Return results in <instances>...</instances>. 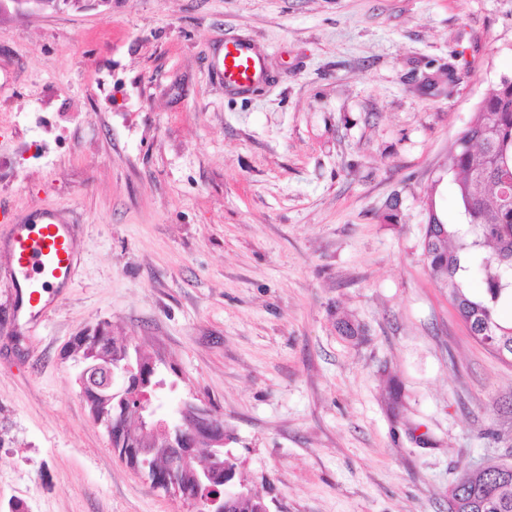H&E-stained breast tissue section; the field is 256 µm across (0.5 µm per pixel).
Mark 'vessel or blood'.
<instances>
[{
	"label": "vessel or blood",
	"instance_id": "b4317fda",
	"mask_svg": "<svg viewBox=\"0 0 512 512\" xmlns=\"http://www.w3.org/2000/svg\"><path fill=\"white\" fill-rule=\"evenodd\" d=\"M223 77L225 87L237 93L253 91L265 82V61L250 41L225 43ZM0 223L11 227L4 247L16 312L27 321H41L74 285L78 261L74 228L52 211L19 221L1 207Z\"/></svg>",
	"mask_w": 512,
	"mask_h": 512
}]
</instances>
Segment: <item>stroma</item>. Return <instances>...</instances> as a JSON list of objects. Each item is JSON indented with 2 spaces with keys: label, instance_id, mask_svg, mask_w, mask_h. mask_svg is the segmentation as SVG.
<instances>
[{
  "label": "stroma",
  "instance_id": "stroma-1",
  "mask_svg": "<svg viewBox=\"0 0 512 512\" xmlns=\"http://www.w3.org/2000/svg\"><path fill=\"white\" fill-rule=\"evenodd\" d=\"M235 38L265 59L251 95L224 87ZM503 75L512 0L0 14V205L55 209L81 253L30 324L0 253V512H186L79 394L64 350L100 324L152 357L167 402L222 415L272 512H448L463 467L512 463V365L422 255L429 206L457 218L448 155Z\"/></svg>",
  "mask_w": 512,
  "mask_h": 512
}]
</instances>
